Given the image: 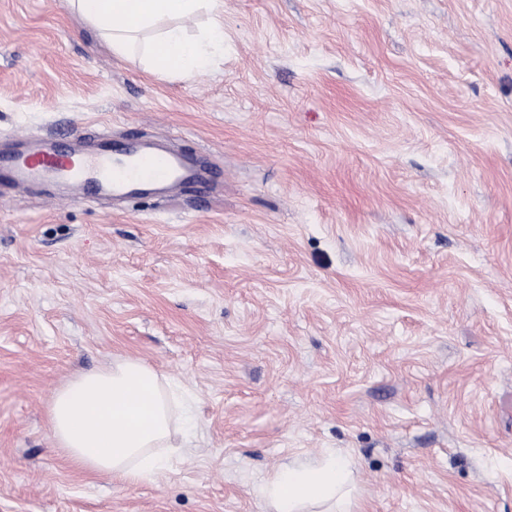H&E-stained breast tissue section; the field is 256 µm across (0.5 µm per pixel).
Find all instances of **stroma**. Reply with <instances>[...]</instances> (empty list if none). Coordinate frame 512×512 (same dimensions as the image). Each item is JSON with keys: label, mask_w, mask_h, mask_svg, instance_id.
<instances>
[{"label": "stroma", "mask_w": 512, "mask_h": 512, "mask_svg": "<svg viewBox=\"0 0 512 512\" xmlns=\"http://www.w3.org/2000/svg\"><path fill=\"white\" fill-rule=\"evenodd\" d=\"M191 80L69 0H0V147L166 140L208 170L107 206L0 190V512H268L278 467L353 459L352 512H512V0H223ZM134 358L197 436L80 469L54 393Z\"/></svg>", "instance_id": "35a3bbf8"}]
</instances>
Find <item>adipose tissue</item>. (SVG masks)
<instances>
[{"instance_id":"1","label":"adipose tissue","mask_w":512,"mask_h":512,"mask_svg":"<svg viewBox=\"0 0 512 512\" xmlns=\"http://www.w3.org/2000/svg\"><path fill=\"white\" fill-rule=\"evenodd\" d=\"M218 0H70L74 12L124 56L142 49L154 73L191 80L224 52V27L211 22L189 37L188 22L212 11ZM54 439L84 469L129 483L153 478L172 449L188 447L194 434L193 404L177 384L136 359L78 374L57 390L49 408ZM353 484L349 459L280 467L255 488L271 512H311L341 503Z\"/></svg>"}]
</instances>
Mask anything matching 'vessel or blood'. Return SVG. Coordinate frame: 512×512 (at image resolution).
<instances>
[{
    "instance_id": "b4317fda",
    "label": "vessel or blood",
    "mask_w": 512,
    "mask_h": 512,
    "mask_svg": "<svg viewBox=\"0 0 512 512\" xmlns=\"http://www.w3.org/2000/svg\"><path fill=\"white\" fill-rule=\"evenodd\" d=\"M1 173L19 189L45 177L56 178L69 187L74 200L101 190L132 196L148 185L162 187L193 176L180 157L143 148L132 140L91 153L53 144L0 154Z\"/></svg>"
}]
</instances>
